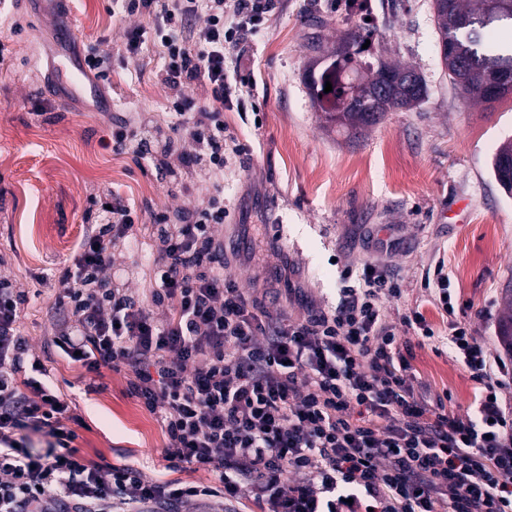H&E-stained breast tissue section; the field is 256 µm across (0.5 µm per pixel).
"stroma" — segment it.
Segmentation results:
<instances>
[{
	"label": "stroma",
	"instance_id": "35a3bbf8",
	"mask_svg": "<svg viewBox=\"0 0 512 512\" xmlns=\"http://www.w3.org/2000/svg\"><path fill=\"white\" fill-rule=\"evenodd\" d=\"M110 5L70 0L65 14L52 0L0 5L6 59L0 64V267L27 296L20 332L58 394L72 402L81 453L157 481L209 484L213 476L205 469L168 467L160 418L128 395L125 374L87 372L49 343L56 289L37 277L70 257L91 194L116 191L137 209L131 244L117 255L114 271H132L129 286L139 293L154 285L151 212L188 200L202 206L211 194L209 183L177 159L166 172L103 147L112 124L170 120L162 59L148 43L137 55L126 53V23ZM66 25L75 56L90 44L112 53V83L101 88L112 101L111 116L90 111L88 99L63 106L42 92ZM350 32L370 42L361 59L413 65L428 87L418 108L386 113L356 136L327 124L306 86L308 71H322ZM247 72L259 112L224 113L228 132L248 149L228 157L224 169L227 272L239 287H261L284 271L306 295L289 305L292 317H303L310 305L326 310L336 304L344 266L361 273L375 261L378 241L393 236L403 242L391 258L403 295L388 303L389 315L416 309L437 334H447L446 318L421 286L426 270L440 264L477 335L494 352L511 353L500 325L512 290V196L496 182L492 158L512 139V95L488 107L453 88L440 59L432 0H368L363 13L334 0H283L257 37ZM185 185L192 190L188 200ZM399 345L413 354L416 391L448 393L449 411L465 414L476 393L466 368L421 345L414 331L401 333Z\"/></svg>",
	"mask_w": 512,
	"mask_h": 512
}]
</instances>
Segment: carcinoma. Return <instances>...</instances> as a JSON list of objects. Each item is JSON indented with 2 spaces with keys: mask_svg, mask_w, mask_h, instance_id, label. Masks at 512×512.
Here are the masks:
<instances>
[{
  "mask_svg": "<svg viewBox=\"0 0 512 512\" xmlns=\"http://www.w3.org/2000/svg\"><path fill=\"white\" fill-rule=\"evenodd\" d=\"M447 9H433L435 27L445 53L441 61L451 83L462 94L485 103H495L507 92L491 93L490 87L498 74L512 75V43L503 46L488 39V33L501 25L512 26V11L499 12L488 5V0H449ZM345 53L333 59L320 74H309L308 87L316 98H327L331 111L325 120L338 126L364 129L379 123L385 113L397 109H414L427 95L422 86L421 97L409 99L404 84L393 85L390 94L366 108L361 103L365 89L385 80L388 73L411 71L409 65L391 64L382 59L354 61V39L344 41ZM333 91L326 93V82ZM493 173L497 183L512 181V141L499 146L493 158ZM501 336L512 349V297L506 301V313L501 326Z\"/></svg>",
  "mask_w": 512,
  "mask_h": 512,
  "instance_id": "cac0c4a2",
  "label": "carcinoma"
}]
</instances>
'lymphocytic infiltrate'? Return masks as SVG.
I'll return each instance as SVG.
<instances>
[{"label": "lymphocytic infiltrate", "mask_w": 512, "mask_h": 512, "mask_svg": "<svg viewBox=\"0 0 512 512\" xmlns=\"http://www.w3.org/2000/svg\"><path fill=\"white\" fill-rule=\"evenodd\" d=\"M282 0H112L128 23L125 50L152 39L164 61L172 119L113 126L104 147L155 163L157 152L198 170L206 206L151 215L154 286L140 294L110 271L137 210L111 190L91 197L85 232L57 279L53 344L88 372L124 373L128 392L159 413L173 468L211 471L212 484L145 479L87 460L74 413L44 382L19 330L27 297L0 271V512H512V363L455 320L448 275L422 279L451 316L436 336L416 310L390 317L394 273L376 263L340 272L339 302L295 319L273 312L224 272V161L244 145L224 112L251 93L243 55ZM235 55L225 58V46ZM210 101L198 103L192 87ZM420 330L479 386L470 413H449L412 384L399 333ZM45 440L34 454L25 436Z\"/></svg>", "instance_id": "1"}]
</instances>
